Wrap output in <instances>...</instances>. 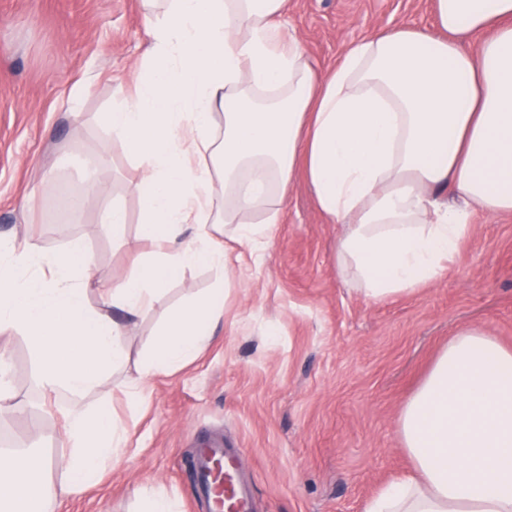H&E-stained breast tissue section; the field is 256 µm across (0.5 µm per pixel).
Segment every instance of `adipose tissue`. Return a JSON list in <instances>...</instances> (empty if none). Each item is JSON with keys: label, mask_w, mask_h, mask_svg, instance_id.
Returning <instances> with one entry per match:
<instances>
[{"label": "adipose tissue", "mask_w": 512, "mask_h": 512, "mask_svg": "<svg viewBox=\"0 0 512 512\" xmlns=\"http://www.w3.org/2000/svg\"><path fill=\"white\" fill-rule=\"evenodd\" d=\"M148 48L131 93L104 125L140 173V237L131 274L103 290L81 239L49 247L0 239V414L19 410L6 341L30 339L44 398L64 392L69 450L53 461L0 452V512H48L126 455L109 404L81 397L127 361L134 318L186 269L212 288L173 308L135 377L196 358L224 317L234 283L225 240L260 260L280 223L296 162L342 232L341 275L378 302L438 282L476 213H512V0H436L438 31L407 25L348 46L314 69L278 18L285 0H144ZM99 293L103 310L89 307ZM410 473L365 512H512V346L484 328L448 341L401 411Z\"/></svg>", "instance_id": "adipose-tissue-1"}]
</instances>
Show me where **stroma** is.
<instances>
[{
    "label": "stroma",
    "mask_w": 512,
    "mask_h": 512,
    "mask_svg": "<svg viewBox=\"0 0 512 512\" xmlns=\"http://www.w3.org/2000/svg\"><path fill=\"white\" fill-rule=\"evenodd\" d=\"M281 20L313 67L327 71L347 45L402 23L434 27L436 15L434 0H287ZM146 48L142 0H0V238L30 226L56 248L83 239L96 278L110 287L130 275L142 250L138 172L120 143H111L101 189L84 211L54 212L65 194L82 191L76 162L100 156L103 114L131 89ZM82 79L91 86L75 115L67 100ZM115 197L130 217L120 249L102 223ZM340 232L296 166L261 260L226 270L240 286L211 343L176 372L153 377L140 406L127 403L119 373L84 396L88 406L111 403L127 430V455L56 512H137L147 484L175 512H202L188 482L199 429L241 445L256 512H364L382 485L406 473L400 413L449 338L483 327L512 346V214H476L440 281L379 303L340 275ZM213 281L204 266L172 281L128 337L131 361L148 350L169 308ZM7 350L22 409L0 419V447L23 446L59 464L68 449L58 410L69 398H43L30 340L15 338Z\"/></svg>",
    "instance_id": "35a3bbf8"
}]
</instances>
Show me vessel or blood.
<instances>
[{"instance_id":"b4317fda","label":"vessel or blood","mask_w":512,"mask_h":512,"mask_svg":"<svg viewBox=\"0 0 512 512\" xmlns=\"http://www.w3.org/2000/svg\"><path fill=\"white\" fill-rule=\"evenodd\" d=\"M240 455V449L220 438L197 441L190 461L191 490L210 512H252L253 494L238 475Z\"/></svg>"}]
</instances>
